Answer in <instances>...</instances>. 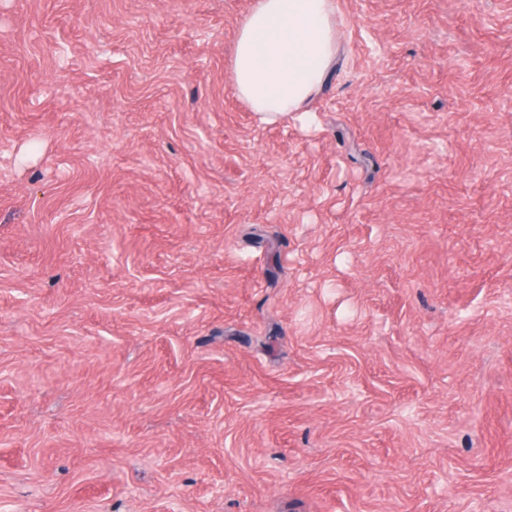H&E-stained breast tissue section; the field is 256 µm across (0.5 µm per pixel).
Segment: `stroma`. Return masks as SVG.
<instances>
[{
	"label": "stroma",
	"instance_id": "1",
	"mask_svg": "<svg viewBox=\"0 0 512 512\" xmlns=\"http://www.w3.org/2000/svg\"><path fill=\"white\" fill-rule=\"evenodd\" d=\"M0 0V512H512V0ZM339 51L335 0H254L235 39L233 89L260 124L306 119Z\"/></svg>",
	"mask_w": 512,
	"mask_h": 512
}]
</instances>
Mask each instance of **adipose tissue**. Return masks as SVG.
<instances>
[{"instance_id": "ef3b65f1", "label": "adipose tissue", "mask_w": 512, "mask_h": 512, "mask_svg": "<svg viewBox=\"0 0 512 512\" xmlns=\"http://www.w3.org/2000/svg\"><path fill=\"white\" fill-rule=\"evenodd\" d=\"M339 51L336 0H254L235 39L233 89L259 123L307 118Z\"/></svg>"}]
</instances>
